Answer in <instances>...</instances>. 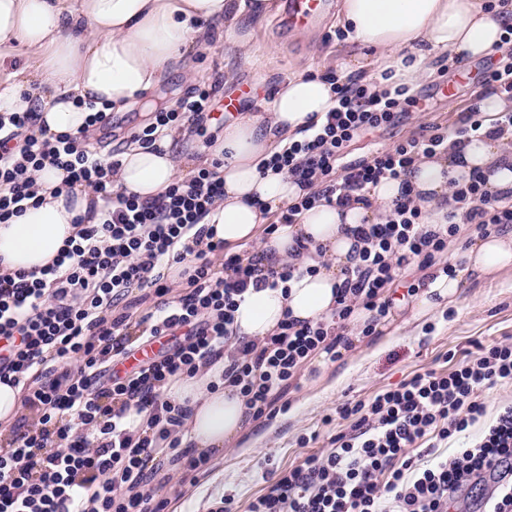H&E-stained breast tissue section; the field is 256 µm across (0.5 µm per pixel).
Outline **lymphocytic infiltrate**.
Instances as JSON below:
<instances>
[{
	"mask_svg": "<svg viewBox=\"0 0 512 512\" xmlns=\"http://www.w3.org/2000/svg\"><path fill=\"white\" fill-rule=\"evenodd\" d=\"M326 80L336 106L321 125L259 165L260 172L288 173L306 195L278 216L295 223L321 200L347 206L367 185L411 174L420 156L484 134L478 105L460 113L453 129L439 124L390 148L350 158L357 138L403 123L419 101L398 84L379 92L357 80ZM217 103L213 89L195 88L176 108L155 113L133 133L145 145L173 131L205 135ZM67 172L63 189H93L90 213L66 238L51 264L33 271L0 270V381L18 387L24 415L0 448V512H165L146 487L147 463L160 450L183 462L186 474L206 470L203 457L187 456L175 432L188 415L165 399L175 376H194L218 358L228 361L223 379L239 387L253 418L274 417L314 353L339 358L355 309L368 312L362 333L374 335L397 295L412 297L425 281L407 279L408 266L434 267L447 254L460 225L481 236L512 228V202L490 197L485 178L453 182L454 206L446 224L429 228L409 189H402L385 223L357 229V261L344 269L336 307L316 323L281 321L263 346L233 342L234 312L248 288H279L300 271L293 263L258 273L224 249L203 223L224 182L201 168L152 200L112 189L117 162H104L86 136L47 135L34 111L0 113V224L37 204L32 174L45 165ZM222 264H215V257ZM182 265L185 293L173 294L166 267ZM167 336L170 346L127 371L136 348ZM512 380V342L481 348L445 372L418 373L366 401L336 408L349 432L330 437L325 452L274 474L246 512H450L459 494L481 487V512H512V483L489 485L485 474L499 459L512 464V407H507L473 446L423 467L412 454L437 447L474 425L485 413L483 389ZM149 411L148 434L131 432L129 408ZM82 432H75L73 422Z\"/></svg>",
	"mask_w": 512,
	"mask_h": 512,
	"instance_id": "obj_1",
	"label": "lymphocytic infiltrate"
}]
</instances>
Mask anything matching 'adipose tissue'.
<instances>
[{
	"instance_id": "obj_1",
	"label": "adipose tissue",
	"mask_w": 512,
	"mask_h": 512,
	"mask_svg": "<svg viewBox=\"0 0 512 512\" xmlns=\"http://www.w3.org/2000/svg\"><path fill=\"white\" fill-rule=\"evenodd\" d=\"M279 0H0V51H19L25 69L0 74V112L38 109L49 133L87 131L85 102L122 112L144 101L177 65L223 26L226 44L252 57L256 26L276 16ZM337 21L360 53L343 63L348 73H363L371 90L385 86L393 71L406 85L429 73V64L450 52L469 60L502 46L512 15L485 11L483 0H339ZM336 105L326 80L299 72L279 81L262 111L230 118L214 143L194 158H181L171 139L156 147L130 143L118 156L113 190L150 200L173 182L191 179L199 167H215L224 181V198L205 217L217 239L231 250L256 244L261 263L295 261L315 266L295 276L288 292L248 288L234 313L237 339L261 344L287 317L310 323L328 318L336 306L342 272L352 263L354 229L383 223L401 191L400 181L368 185L365 202L340 207L324 201L304 210L297 223L265 234L274 213L303 195L295 178L261 175L258 164L299 135L309 121H322ZM485 177V190L512 201V143L482 136L430 158H420L409 175L411 197L428 224H442L452 200V180L472 172ZM65 170L45 166L35 172L41 199L10 223L0 224V260L13 271H31L56 257L75 235L76 218L87 217L94 192L74 187L58 193ZM321 247L316 256H294L297 241ZM512 271V231L473 235L458 262L436 271L418 295L413 320L453 303L471 280H494ZM223 361L201 368L192 378H171L166 398L190 410L180 435L204 453L236 447L250 422L238 387L221 382Z\"/></svg>"
}]
</instances>
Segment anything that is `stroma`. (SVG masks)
Instances as JSON below:
<instances>
[{"instance_id": "35a3bbf8", "label": "stroma", "mask_w": 512, "mask_h": 512, "mask_svg": "<svg viewBox=\"0 0 512 512\" xmlns=\"http://www.w3.org/2000/svg\"><path fill=\"white\" fill-rule=\"evenodd\" d=\"M338 29L332 13L319 26L307 30L289 29L282 17H274L255 29V63L244 62L233 47L210 42L193 54L195 81H187L180 69H171L150 98L154 105L173 108L197 84L215 85L222 97L248 88L252 94L241 99L238 111L257 112L261 99L298 66H305L313 76L330 71L343 75V60L357 53L358 47L349 39L337 38ZM496 61L493 55L462 60L463 69L472 79L459 83L448 68L447 57H440L432 65V74L415 89L425 100L426 110L410 109L408 119L399 127L379 130L357 141L351 147L352 156L366 153L374 141L383 146L398 143L430 123L453 127L460 112L485 95L481 76ZM446 81L455 86V95L449 99L441 92ZM111 118L112 129L93 132L89 138L104 154L124 148L128 131L149 123L138 108L112 113ZM399 316L404 323L382 350L364 355V347L376 342L375 337L366 336L344 351L341 358L328 363L325 371L312 368L300 372L296 387L288 392L286 410L275 419L262 418L249 426V435L260 437V444L246 453L228 448L224 453L209 455L210 471L200 476L197 484L183 483L182 463L167 456L160 458L149 489L167 500L165 512H207L214 500L225 496L231 498L235 512H244L251 500L265 492L269 472L298 465L306 456L325 450L331 435L348 431V421L334 416L338 403L370 398L418 373L448 370L479 347L512 340V274L491 283L468 285L453 304L421 321L410 322L406 309ZM483 399L485 415L437 448L436 456H452L457 448L477 441L498 414L512 406V381L487 389Z\"/></svg>"}]
</instances>
